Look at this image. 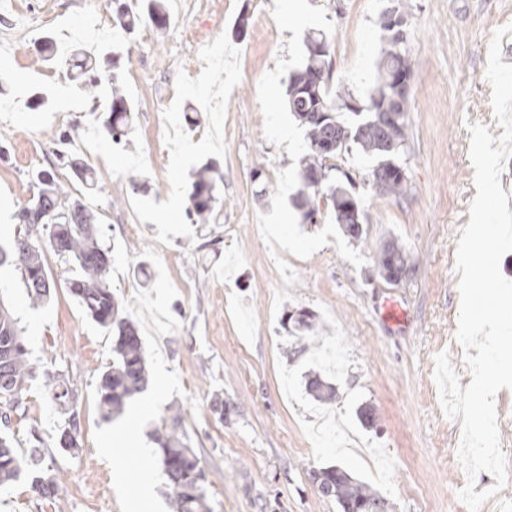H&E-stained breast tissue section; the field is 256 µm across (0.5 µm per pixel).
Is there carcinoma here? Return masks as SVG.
Listing matches in <instances>:
<instances>
[{
  "label": "carcinoma",
  "mask_w": 512,
  "mask_h": 512,
  "mask_svg": "<svg viewBox=\"0 0 512 512\" xmlns=\"http://www.w3.org/2000/svg\"><path fill=\"white\" fill-rule=\"evenodd\" d=\"M147 17L157 28L166 27V14L159 0H149ZM140 21L141 17L130 13L123 0H112L115 27L130 34ZM402 26L403 17L397 7L381 17L384 44L377 63L378 78L363 108L343 86L334 94L329 92L330 51L324 46L327 36L322 32L307 34L303 65L288 78V109L304 129L306 138V153L300 169L302 188L294 198V206L305 222L315 224L323 215L319 201H324L330 218L358 244L364 242L363 229L353 224L351 209L364 216L361 196L349 173H344V178L337 181L330 179L326 160L355 148L375 161L369 184L377 195L398 198L406 193L407 175L400 162V152L407 137L408 103L395 111L396 119H385L386 108L392 106L394 78L413 75V61ZM39 52L43 60L59 61L67 66L78 88L89 95L104 84H112V73L101 71L96 56L87 51L76 50L61 60L53 40L45 37ZM111 95V109L103 113V125L112 141L119 142L130 133L132 108L116 89H111ZM344 111L355 115L364 112L366 117L349 125L341 120ZM63 165L83 185H95V171L81 159L69 156L63 160ZM213 170L214 166L209 165L196 173L186 209L193 224L207 223L214 211V203L219 201L220 186L211 176ZM35 185L36 194L14 215L25 230L14 236L10 251L0 247V267L10 261L21 269L29 302L38 306L49 301L56 289V281L46 269L45 253L51 250L73 262L77 274L67 280L70 295L89 318L113 337L112 365L104 371L98 386L101 417L111 421L120 416L126 404L147 386L145 347L137 327L123 315L120 301L110 287V250L104 248L98 238L95 213L82 200L70 196L54 171H39ZM40 228L47 231L44 241L33 235ZM407 262L405 249L396 240L387 241L375 259L379 276L389 283L407 269ZM290 321L298 333L317 332L316 315L311 311H301L295 318L285 315L284 322ZM32 375L33 366L27 357L17 321L0 305L1 422L8 423L10 413L23 408V394ZM44 379L53 402L68 414L62 429V433L69 436L64 450L76 454L80 450V424L75 393L52 372L44 373ZM306 389L320 402L336 398V386L323 380L318 371L308 372ZM155 442L176 512H211L203 469L187 444L181 411H174L170 422L156 431ZM41 444L40 438L34 437L29 455L20 456L12 448L8 435H0V486L24 474L31 478L33 489L40 495H55L57 476L42 474ZM313 479L317 488L324 489L322 496L336 501L341 512H387L383 498L339 465L314 471Z\"/></svg>",
  "instance_id": "cac0c4a2"
}]
</instances>
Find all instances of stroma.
I'll return each mask as SVG.
<instances>
[{"label": "stroma", "instance_id": "obj_1", "mask_svg": "<svg viewBox=\"0 0 512 512\" xmlns=\"http://www.w3.org/2000/svg\"><path fill=\"white\" fill-rule=\"evenodd\" d=\"M166 29L142 20L126 35L105 23L83 38L90 50H114L115 80L134 109L133 132L114 144L100 127L109 94L79 91L66 69L43 62L44 36L107 10V0H0V73L23 75L0 103V244L12 241L18 207L34 192L32 176L77 154L98 184L86 190L57 169L72 196L98 216L111 255L109 283L136 324L148 358L149 382L104 421L97 389L112 363V337L89 320L63 281L69 267L54 252L45 261L59 286L32 306L20 271L0 269V302L18 321L37 375L24 414L9 428L17 452L39 433L45 463L58 478L44 498L27 479L0 487V512H129L139 476L117 475L129 448L107 434L126 415L160 395L139 432L153 460L155 512H175L158 460L154 431L172 410L198 455L212 512H340L312 483L313 470L344 467L386 499L390 512H467L458 493L467 476L457 450L461 423L442 408L433 378L446 352L461 386L472 380L456 338L459 293L456 247L460 219L477 190L469 158L470 128L500 136L486 78L496 29L512 23V0H401L414 60L401 159L404 198L375 195L372 159L352 151L337 168L355 179L365 212L364 243L348 239L330 218L303 222L292 206L301 186L305 135L288 110L289 75L300 68L308 33L330 40L333 83L366 101L383 44L380 19L392 0H303L293 33L282 30L272 0H162ZM248 15L245 35L235 23ZM52 25L42 26L43 17ZM199 44L180 45L181 30ZM78 126L89 150H73L58 130ZM219 162L220 201L209 223L193 224L173 199L187 200L196 172ZM271 194L258 198L253 169ZM144 182L133 190L131 180ZM137 225L129 233L128 225ZM391 239L403 245L408 273L396 285L379 277L375 258ZM391 293L407 317L399 328L381 318L379 297ZM308 309L317 336H295L284 311ZM318 369L337 388L334 402L308 394L305 375ZM61 374L78 397L81 449L58 445L64 417L49 400L44 371ZM221 397L229 412L212 408ZM371 405L374 426L357 410ZM506 479L479 512L512 504V390L496 396Z\"/></svg>", "mask_w": 512, "mask_h": 512}]
</instances>
